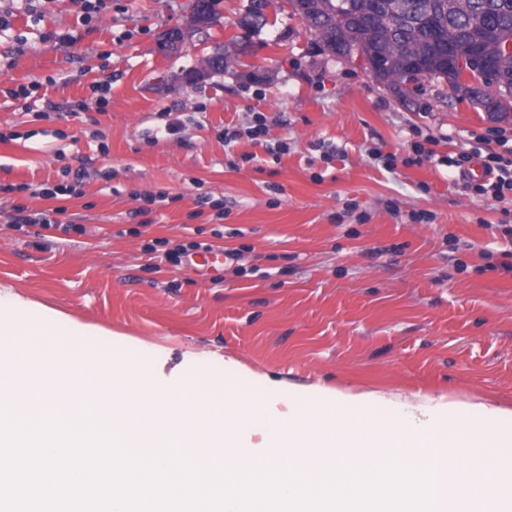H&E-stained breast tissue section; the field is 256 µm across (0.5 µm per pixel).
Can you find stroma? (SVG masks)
Listing matches in <instances>:
<instances>
[{"label":"stroma","instance_id":"stroma-1","mask_svg":"<svg viewBox=\"0 0 512 512\" xmlns=\"http://www.w3.org/2000/svg\"><path fill=\"white\" fill-rule=\"evenodd\" d=\"M187 3L103 0L88 20L74 0H0V183L19 187L0 195V283L103 328L104 356L128 335L166 374L191 353L230 358L275 381L399 397L417 424L441 397L512 409V194L484 198L440 163L481 167L478 135L512 139V113L444 81L411 95L381 83L286 11L240 29L247 0H221L210 29L166 54ZM219 44L223 72L198 75ZM22 86L30 97H13ZM258 115L263 145L248 135ZM418 144L430 156L417 164ZM66 174L82 196H30ZM16 204L84 231L11 228ZM158 238L238 258L205 275L148 251Z\"/></svg>","mask_w":512,"mask_h":512}]
</instances>
